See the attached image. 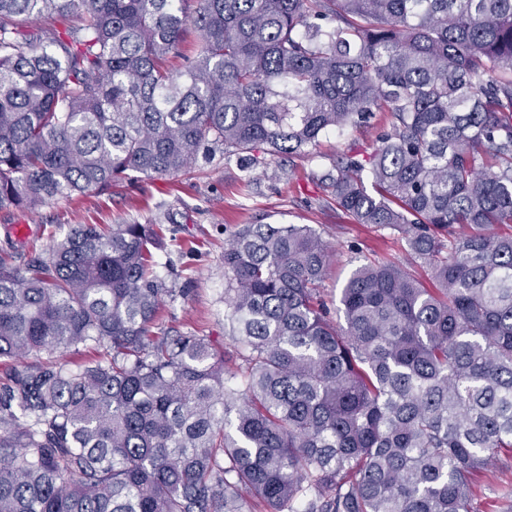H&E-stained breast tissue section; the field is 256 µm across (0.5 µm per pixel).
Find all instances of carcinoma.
<instances>
[{
  "label": "carcinoma",
  "instance_id": "obj_1",
  "mask_svg": "<svg viewBox=\"0 0 512 512\" xmlns=\"http://www.w3.org/2000/svg\"><path fill=\"white\" fill-rule=\"evenodd\" d=\"M378 112L320 180L406 263L359 266L332 321L320 233L240 225L233 364L150 335L158 224L0 250V512H474L512 453V0H0L6 216L217 150L306 156Z\"/></svg>",
  "mask_w": 512,
  "mask_h": 512
}]
</instances>
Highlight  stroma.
Masks as SVG:
<instances>
[{
	"label": "stroma",
	"mask_w": 512,
	"mask_h": 512,
	"mask_svg": "<svg viewBox=\"0 0 512 512\" xmlns=\"http://www.w3.org/2000/svg\"><path fill=\"white\" fill-rule=\"evenodd\" d=\"M375 130L346 131L322 140L305 157L271 156L247 172L236 157L199 159L194 175L124 182L110 191L60 199L35 212L10 216L35 230L19 251L49 246L53 236L75 224H162L167 229L157 274L176 288L164 299L154 331L210 337L218 354L232 350L224 334V243L241 224H308L336 249L323 282L328 304H336L352 272L369 261L399 262L406 245L400 236L356 224L337 210L319 180L344 152H372ZM479 512H500L502 494L512 486V467L498 462L477 473Z\"/></svg>",
	"instance_id": "1"
}]
</instances>
